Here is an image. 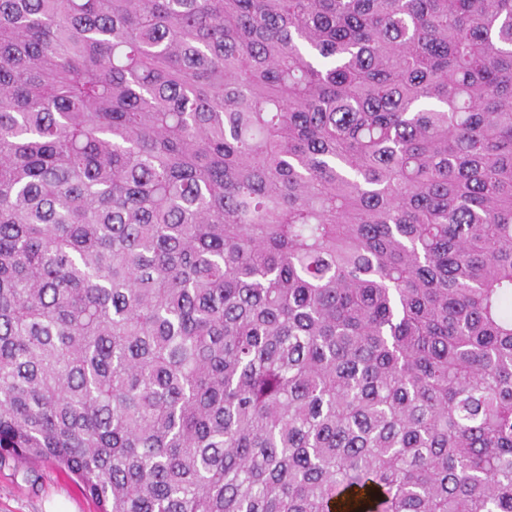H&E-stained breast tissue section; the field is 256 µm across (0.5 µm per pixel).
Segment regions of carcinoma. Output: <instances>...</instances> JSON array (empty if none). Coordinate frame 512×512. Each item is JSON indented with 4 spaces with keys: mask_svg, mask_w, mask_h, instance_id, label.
I'll list each match as a JSON object with an SVG mask.
<instances>
[{
    "mask_svg": "<svg viewBox=\"0 0 512 512\" xmlns=\"http://www.w3.org/2000/svg\"><path fill=\"white\" fill-rule=\"evenodd\" d=\"M0 459L512 512V0H0Z\"/></svg>",
    "mask_w": 512,
    "mask_h": 512,
    "instance_id": "cac0c4a2",
    "label": "carcinoma"
}]
</instances>
